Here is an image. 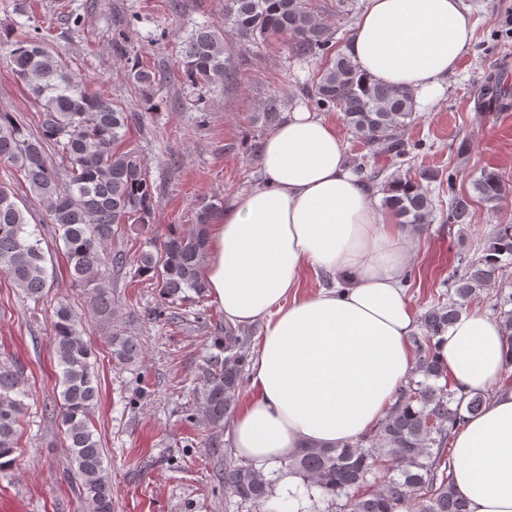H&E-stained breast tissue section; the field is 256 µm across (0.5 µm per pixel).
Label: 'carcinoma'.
Listing matches in <instances>:
<instances>
[{"label": "carcinoma", "instance_id": "cac0c4a2", "mask_svg": "<svg viewBox=\"0 0 512 512\" xmlns=\"http://www.w3.org/2000/svg\"><path fill=\"white\" fill-rule=\"evenodd\" d=\"M224 27L242 42L282 37L300 57H315L333 49V32L316 21L305 0H225ZM0 54L8 58L18 81L39 106L37 133L10 112H0V167L19 172L46 208L64 246L69 275L87 290L92 311L112 319V281L102 275L107 262L121 265L126 255L106 249L122 226L150 223L153 185L138 151L123 146L126 133L139 126L143 114L128 112L91 94L75 80L51 45V28L20 24L0 32ZM181 73L195 85L232 84L237 65L224 45L223 31L203 25L183 41ZM132 80L151 86L156 72L135 63ZM318 107L334 108L373 151L400 160L411 154L397 132L415 115L412 89L387 85L362 72L338 52L321 72L310 94ZM283 99L267 98L256 121L277 123ZM355 172L367 188L379 172L367 161ZM484 202H498L505 188L498 173L485 170L474 181ZM383 206L406 225L429 223L435 209L431 191L417 178L399 177L383 187ZM224 204L204 203L196 211L195 228L172 230L160 243L139 255L138 274L155 281L163 309L154 317L166 321L176 311L168 303L193 292L201 297L207 285L202 269L208 257V226L222 216ZM28 209L19 205L13 188L0 186V273L27 297L39 301L49 287L47 258L40 234L30 229ZM473 199L448 185V223L469 224ZM512 264V224H498L483 255L465 260L453 273L448 292L439 295L420 319L421 334L410 337L415 366L399 387L395 402L367 434L354 443L312 446L284 461V467L322 488L335 512H468L452 482L454 459L450 440L465 415L478 414L486 396L459 394L448 370L433 352V340L470 305L479 288L496 282ZM512 347V288H499L491 305ZM52 352L61 371V398L52 413L60 418L67 443L64 472L74 478L86 512H112V480L104 467L103 450L90 413L99 388L90 359L93 350L81 320L71 307L57 304L52 320ZM115 364L139 361L142 347L133 336H109ZM244 355L236 330L224 327V355L206 360L196 397L204 421L219 426L236 407L243 383ZM23 371L17 363H0V473L13 469L19 416L26 409ZM272 482L250 464L224 461V490L260 510Z\"/></svg>", "mask_w": 512, "mask_h": 512}]
</instances>
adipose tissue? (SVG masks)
I'll list each match as a JSON object with an SVG mask.
<instances>
[{
	"instance_id": "1",
	"label": "adipose tissue",
	"mask_w": 512,
	"mask_h": 512,
	"mask_svg": "<svg viewBox=\"0 0 512 512\" xmlns=\"http://www.w3.org/2000/svg\"><path fill=\"white\" fill-rule=\"evenodd\" d=\"M463 0H368L344 47L366 73L434 95L474 38ZM262 179L208 230L203 276L232 326L261 324L251 395L228 430L234 455L271 474L311 446L356 441L380 421L414 366L405 281L412 231L378 212L346 162L334 122L287 113L267 134ZM331 284L305 295L306 274ZM435 350L462 393L488 394L455 434L453 480L468 512H512V362L500 323L461 315ZM320 488L288 476L267 512H319Z\"/></svg>"
}]
</instances>
